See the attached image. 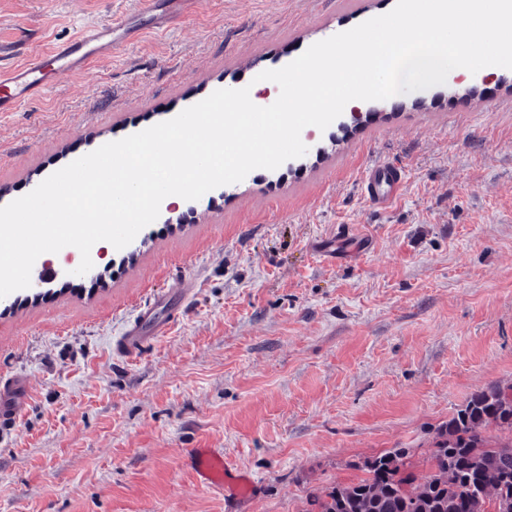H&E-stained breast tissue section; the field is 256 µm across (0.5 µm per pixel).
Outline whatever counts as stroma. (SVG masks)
<instances>
[{"instance_id": "obj_1", "label": "stroma", "mask_w": 512, "mask_h": 512, "mask_svg": "<svg viewBox=\"0 0 512 512\" xmlns=\"http://www.w3.org/2000/svg\"><path fill=\"white\" fill-rule=\"evenodd\" d=\"M137 0H0V68ZM396 0H200L166 32L0 112L4 203L105 143L249 85ZM307 153L160 212L72 277L75 247L38 258L0 303V375L30 402L0 441V512H302L355 465L409 449L416 474L475 390L512 386V70L366 101ZM402 174L373 203L376 165ZM185 312L143 352L112 338L155 294ZM220 448L255 489L199 485Z\"/></svg>"}]
</instances>
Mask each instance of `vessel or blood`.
<instances>
[{
    "label": "vessel or blood",
    "instance_id": "obj_1",
    "mask_svg": "<svg viewBox=\"0 0 512 512\" xmlns=\"http://www.w3.org/2000/svg\"><path fill=\"white\" fill-rule=\"evenodd\" d=\"M195 6L196 0H169L167 10L161 12L157 9V0H138L137 12L151 16L153 31L161 33L181 21ZM142 31V26L128 17L87 26L56 46L53 69H45L36 58L21 67L1 69L0 112L16 111L22 104L41 98L51 85L82 71L91 61L119 53L140 38ZM400 182L397 172L376 167L367 185L368 195L375 202H385L394 195ZM150 313V308L140 309L113 337L112 346L119 354L132 356L149 344L150 339L143 335L142 329ZM29 399L25 377L0 379V431L15 425ZM192 458L200 485L222 488L226 496L237 500L252 493L253 480L248 475L233 473L223 451L197 448Z\"/></svg>",
    "mask_w": 512,
    "mask_h": 512
}]
</instances>
